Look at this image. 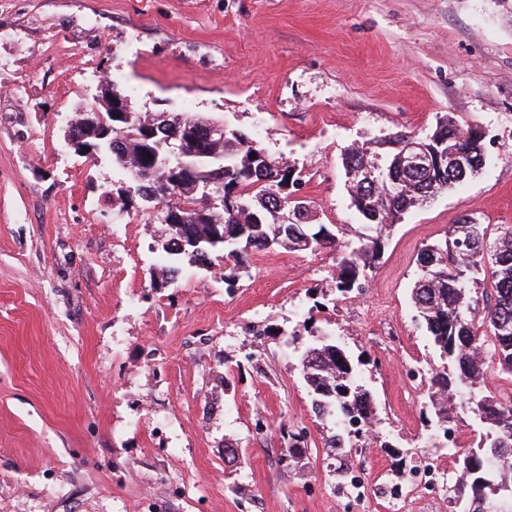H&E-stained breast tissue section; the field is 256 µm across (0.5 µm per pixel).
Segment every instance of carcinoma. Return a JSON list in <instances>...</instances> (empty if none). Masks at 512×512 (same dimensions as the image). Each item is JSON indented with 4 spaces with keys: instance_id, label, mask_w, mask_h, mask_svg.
<instances>
[{
    "instance_id": "1",
    "label": "carcinoma",
    "mask_w": 512,
    "mask_h": 512,
    "mask_svg": "<svg viewBox=\"0 0 512 512\" xmlns=\"http://www.w3.org/2000/svg\"><path fill=\"white\" fill-rule=\"evenodd\" d=\"M125 108L124 117L112 119V163L134 183L142 209L161 204L185 215V223L169 227L164 251L207 268L211 254L223 251L224 283L229 286L249 267L254 252L329 248L336 252L337 288L348 293L360 287L363 271L376 261L381 237L403 213L459 187L486 162L483 132L470 127L465 136L448 118L424 141L435 149L451 147L468 154L470 163L464 170L450 159L432 171L400 165L397 145L404 135L397 134L381 141L391 148L383 165L387 175L362 183L352 173L378 164V158L368 147L351 148L342 158L350 204L372 230L351 242L345 239L343 226L333 232L315 222L309 201L295 197L301 181L296 171L268 156L244 134L230 131L222 143H200L205 152L224 158V164L199 166L198 174L189 178L178 162L163 163L154 142L146 140L143 125L148 117L130 101ZM163 124L171 135L194 136L186 117ZM389 177L400 185L395 196L388 190ZM199 181L210 182L222 193L223 221L215 220L213 209L202 200ZM281 204L293 212V222L286 227L276 219ZM417 264L421 276L412 288V303L444 360L441 369L428 370L426 383L436 421L447 422L448 401L463 395L470 412L487 424L477 449L458 456L453 503L459 512H486L488 506L512 512V404L505 406L483 391L490 373L512 377V226L492 232L465 215L450 226L443 241L418 254ZM487 270L489 280L479 294L470 285ZM301 367L316 413L336 418L338 430L328 438V447L348 444L344 424L353 419L362 431L372 428L371 392L358 383L356 365L335 341H315L302 355Z\"/></svg>"
}]
</instances>
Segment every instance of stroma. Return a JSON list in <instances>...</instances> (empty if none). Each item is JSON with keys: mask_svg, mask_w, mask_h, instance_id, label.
<instances>
[{"mask_svg": "<svg viewBox=\"0 0 512 512\" xmlns=\"http://www.w3.org/2000/svg\"><path fill=\"white\" fill-rule=\"evenodd\" d=\"M106 75L252 138L356 234L351 146L448 117L485 132L487 162L386 234L356 308L327 249L253 254L230 289L221 256L171 262L167 225L120 213L122 172L66 146ZM464 215L512 225V0H0V512H392L358 510L336 472L458 467L410 375L441 362L410 296ZM321 334L372 394L370 446L326 445L300 365Z\"/></svg>", "mask_w": 512, "mask_h": 512, "instance_id": "1", "label": "stroma"}]
</instances>
